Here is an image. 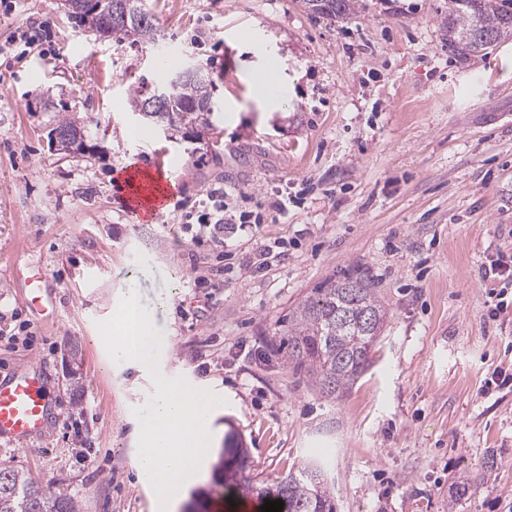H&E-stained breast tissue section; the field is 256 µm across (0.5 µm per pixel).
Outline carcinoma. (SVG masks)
<instances>
[{"label":"carcinoma","mask_w":512,"mask_h":512,"mask_svg":"<svg viewBox=\"0 0 512 512\" xmlns=\"http://www.w3.org/2000/svg\"><path fill=\"white\" fill-rule=\"evenodd\" d=\"M68 20L101 38L121 34L137 42L160 44L161 31L144 0H66ZM311 13L330 21L343 19L354 0H324ZM448 49L463 58L483 57L496 43L512 38V0H448L442 20ZM168 137L212 126L208 100L195 77H186L175 99L167 102ZM55 132L78 143L86 127L64 116ZM388 312L367 276L358 270L331 277L312 289L288 316V359L328 396H342L365 371ZM276 497L288 512H336V493L321 467H305L282 479ZM0 512H79L73 499L55 493L18 467L0 463Z\"/></svg>","instance_id":"obj_1"}]
</instances>
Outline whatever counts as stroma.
Listing matches in <instances>:
<instances>
[{"label": "stroma", "instance_id": "stroma-1", "mask_svg": "<svg viewBox=\"0 0 512 512\" xmlns=\"http://www.w3.org/2000/svg\"><path fill=\"white\" fill-rule=\"evenodd\" d=\"M163 48L73 27L63 0L0 6V377L40 364L50 427L0 461L78 501L80 512H155L135 467L155 386L110 362L98 321L128 289L162 335L160 372L226 400L214 448L177 512H261L244 492L322 461L336 512H512V305L497 319L487 278L512 262V38L484 57L448 49V0H357L344 19L302 0H145ZM48 25L49 40L15 41ZM189 63L217 75L212 129L171 140L134 113L130 91ZM278 74L285 101L254 97ZM65 113L90 148L57 150ZM163 165L178 203L135 224L115 194L119 170ZM255 235L233 254L200 236L207 193ZM286 211H278V202ZM284 255L258 270L257 242ZM42 266L54 321L21 299ZM364 272L388 311L373 361L330 398L282 347L289 312L341 272ZM78 370L80 387L70 383ZM250 467L225 478L224 449ZM467 481L450 500L448 488Z\"/></svg>", "mask_w": 512, "mask_h": 512}]
</instances>
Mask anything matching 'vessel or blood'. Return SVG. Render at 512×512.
Returning a JSON list of instances; mask_svg holds the SVG:
<instances>
[{"label": "vessel or blood", "instance_id": "obj_1", "mask_svg": "<svg viewBox=\"0 0 512 512\" xmlns=\"http://www.w3.org/2000/svg\"><path fill=\"white\" fill-rule=\"evenodd\" d=\"M122 195L129 217L141 223L169 211L175 204V190L160 173L152 179L141 176L134 183L124 184ZM25 287L32 311L42 320H52L55 308L46 293L44 269H31L25 278ZM50 409L39 368L0 379V439L23 445L43 436Z\"/></svg>", "mask_w": 512, "mask_h": 512}]
</instances>
